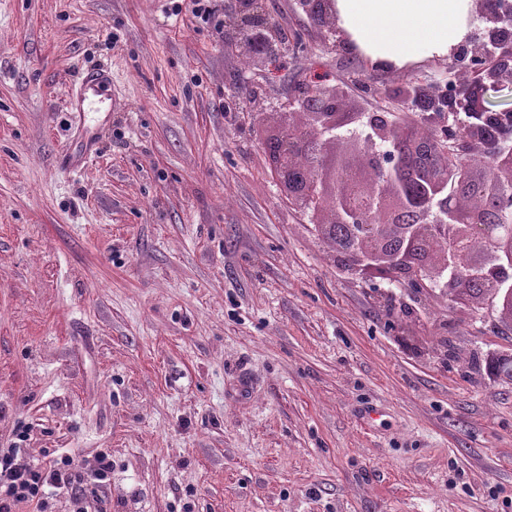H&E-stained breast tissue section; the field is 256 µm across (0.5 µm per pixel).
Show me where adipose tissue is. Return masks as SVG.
<instances>
[{
  "instance_id": "ef3b65f1",
  "label": "adipose tissue",
  "mask_w": 512,
  "mask_h": 512,
  "mask_svg": "<svg viewBox=\"0 0 512 512\" xmlns=\"http://www.w3.org/2000/svg\"><path fill=\"white\" fill-rule=\"evenodd\" d=\"M345 28L372 60L446 51L463 34L462 0H337Z\"/></svg>"
}]
</instances>
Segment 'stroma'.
Instances as JSON below:
<instances>
[{"label": "stroma", "mask_w": 512, "mask_h": 512, "mask_svg": "<svg viewBox=\"0 0 512 512\" xmlns=\"http://www.w3.org/2000/svg\"><path fill=\"white\" fill-rule=\"evenodd\" d=\"M170 0H0V449L90 468L99 512H512V322L334 263L263 126L325 74L399 115L434 81L338 47L299 0L276 77ZM112 67L76 146L69 99Z\"/></svg>", "instance_id": "1"}]
</instances>
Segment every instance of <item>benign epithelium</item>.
Instances as JSON below:
<instances>
[{"label":"benign epithelium","mask_w":512,"mask_h":512,"mask_svg":"<svg viewBox=\"0 0 512 512\" xmlns=\"http://www.w3.org/2000/svg\"><path fill=\"white\" fill-rule=\"evenodd\" d=\"M259 0H230L225 10L234 22L225 23V40L238 44V53L269 75L283 64L275 30L257 23ZM303 8L317 18L319 27L343 40L349 36L340 26L336 0H301ZM468 27L464 40L451 48L449 59H464L461 69L448 67L450 77L442 78L429 93L413 87L411 101L420 110V126L430 135L441 154L459 144L463 153L455 165H447L427 186L415 192L399 180L400 155L397 140L406 134L404 126L384 113L363 114L377 139L368 140L364 152L385 194L367 193L364 169L344 162L334 169L317 168L300 179L295 162L297 142L276 156L280 183L295 205L315 207L324 198L327 183L335 182L333 224L353 228L350 256L359 274L381 279L394 265L414 287L440 282L449 295H455L464 279L477 276L490 287V296L512 295V0H469ZM311 96L324 99V105L310 113L312 132L325 133L350 123L354 112L342 111L335 86L324 79H310L298 89L303 101ZM478 150L494 170L495 177L483 208L463 209L456 198V185L472 150ZM378 206V223L362 224L361 207ZM416 214L420 223L405 224L398 237L390 236L400 211ZM451 241L455 249L446 253V264L429 268L422 256L426 249L445 248ZM477 240L490 241L491 254L471 256Z\"/></svg>","instance_id":"1"}]
</instances>
